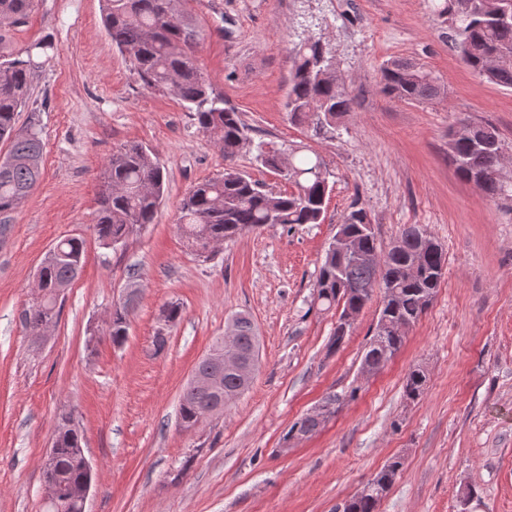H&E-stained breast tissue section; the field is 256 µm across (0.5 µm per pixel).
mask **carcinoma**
Listing matches in <instances>:
<instances>
[{
  "label": "carcinoma",
  "mask_w": 512,
  "mask_h": 512,
  "mask_svg": "<svg viewBox=\"0 0 512 512\" xmlns=\"http://www.w3.org/2000/svg\"><path fill=\"white\" fill-rule=\"evenodd\" d=\"M187 0H106L105 28L112 44L128 58L143 86L168 91L191 112L203 132L224 152V172L197 184L183 198L177 228L187 246L206 256L212 245L221 244L266 224H319L330 193L326 178L317 176L322 168L318 156L280 155L260 143L256 160L273 169L296 186L292 193L273 194L239 172L235 161L249 142V127L240 113L224 106L201 71L196 51L202 39L200 29L183 8ZM33 0H0V26L26 22ZM431 12L450 20L459 42L461 59L489 82L512 88V0H430ZM52 44L31 43L25 57L0 59V142L8 152L0 159V234L7 231L13 210L33 189L41 176L43 143L32 121L17 127V114L29 105L30 76L49 57ZM291 61L286 110L291 122L324 129L351 111V99L340 89L328 47L310 36L288 48ZM384 92L397 98L423 102L441 95V85L432 72L407 61L394 59L382 69ZM449 157L459 174L473 182L487 198L504 192L500 180L502 151L497 131L477 125L471 138L449 139ZM94 231L103 245L125 242L154 220L166 189V173L155 151L130 141L112 152L101 174ZM339 228L350 239L352 250L342 256L325 252L316 280L317 300L325 310H363L375 290L382 293V305L361 366L376 368L392 359L402 347L436 296L443 278L441 246L417 224L405 225L398 237L383 249L365 209L353 210ZM84 243L75 236L59 239L53 253L41 262L42 298H34L20 314L30 336L55 318L61 294L81 275ZM138 305L137 291L113 305L112 321L105 330L114 344L124 342L130 317ZM239 346L250 351L260 347L255 326L246 314L233 317ZM427 371L416 366L406 375L404 396L420 399L428 384ZM241 387L238 376L222 369L212 388L186 385L179 398L181 426L189 428L198 420L224 411V395ZM315 417L298 418L283 435L289 442L294 433H314ZM55 465L45 470L50 478L51 497L44 500V512H81L70 497L71 486L85 472L80 466L83 434L64 411L54 428ZM404 459L391 457L375 478L374 488L346 499L343 512H378L402 474Z\"/></svg>",
  "instance_id": "1"
}]
</instances>
